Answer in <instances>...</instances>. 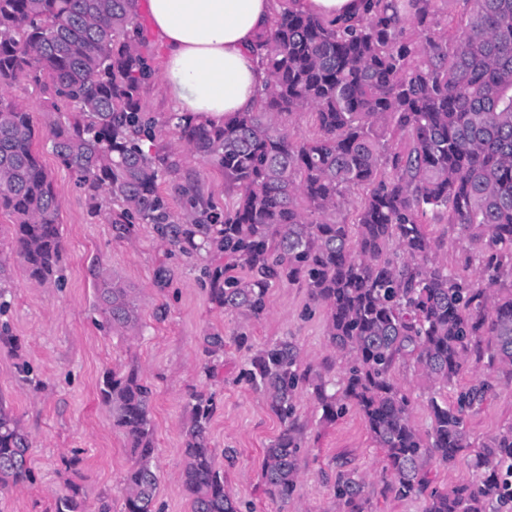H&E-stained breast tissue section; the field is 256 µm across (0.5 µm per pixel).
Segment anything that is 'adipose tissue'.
I'll list each match as a JSON object with an SVG mask.
<instances>
[{
    "mask_svg": "<svg viewBox=\"0 0 512 512\" xmlns=\"http://www.w3.org/2000/svg\"><path fill=\"white\" fill-rule=\"evenodd\" d=\"M176 110L210 124L250 110L265 80L256 49L275 0H148Z\"/></svg>",
    "mask_w": 512,
    "mask_h": 512,
    "instance_id": "obj_1",
    "label": "adipose tissue"
}]
</instances>
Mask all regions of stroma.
<instances>
[{
	"instance_id": "35a3bbf8",
	"label": "stroma",
	"mask_w": 512,
	"mask_h": 512,
	"mask_svg": "<svg viewBox=\"0 0 512 512\" xmlns=\"http://www.w3.org/2000/svg\"><path fill=\"white\" fill-rule=\"evenodd\" d=\"M18 96L34 114L39 130L34 148L52 171L61 198L64 252L61 280L36 283L17 260L0 274V286L8 290L0 324H8L19 345L15 353L0 348V406L19 419L28 436L37 476L35 483L0 489V512H53L56 497L67 493L72 481L81 486L84 512H124V478L133 459L125 437L112 425L99 385L106 372L131 369L152 390L162 512H192L181 472L197 393L211 399L210 445L216 450L217 468L224 472V486L241 512H342L334 486L343 469L364 478L367 512H424V499L400 498L390 491L384 454L373 444L357 409L325 422L307 384L295 398L302 443L296 491L283 507L267 497L263 450L282 424L270 409L268 393L248 378L251 361L262 348L289 338L297 346L301 370L327 386L338 384L352 356L332 344L325 310L310 305L300 285L281 281L269 289L261 317L224 313L211 302L203 282L204 268L223 265V254L186 255L154 225L135 224L121 235L92 215L74 174L52 152L50 129L57 113L49 111L36 88L26 87ZM143 106L158 122L156 150L178 152L186 169L200 172L206 193L223 204V173L190 153L168 125L174 109L158 73L146 89ZM428 231L445 242L441 261L474 276L476 269L466 266L465 258L476 252L475 244L449 224H432ZM96 268L134 289L136 329L100 327L92 275ZM161 269L167 272L163 283L156 280ZM212 332L223 336L224 348L209 355L203 339ZM469 365V380H499L468 417L471 439L478 444L512 425V379L484 359H470ZM392 376L412 401V425L428 433V403L437 385L408 360L398 361Z\"/></svg>"
}]
</instances>
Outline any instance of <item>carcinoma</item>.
I'll list each match as a JSON object with an SVG mask.
<instances>
[{"label": "carcinoma", "mask_w": 512, "mask_h": 512, "mask_svg": "<svg viewBox=\"0 0 512 512\" xmlns=\"http://www.w3.org/2000/svg\"><path fill=\"white\" fill-rule=\"evenodd\" d=\"M277 0L260 43L267 81L254 108L220 125L174 113V134L198 158L224 172L232 204L219 208L201 179L172 182L184 205L175 212L159 185L180 174L176 154L142 148L156 121L141 105L154 70L139 50L138 0H0V212L12 218L11 244L29 277H58L63 252L59 199L33 143L28 106L8 91L31 84L68 112L50 130L60 163L76 176L92 213L124 233L153 224L184 252L217 249L247 270L209 275L210 295L226 313L258 318L276 281L299 283L326 309L333 345L353 353L341 395L316 386L323 418L344 401L362 414L402 498L423 496L426 512H512V425L475 447L469 412L493 390L490 378L460 389L453 402L430 399L431 431L411 424V402L393 381L411 359L448 386L485 351L512 375V0H462L463 25L448 33L441 0H370L354 23L328 21ZM313 116L300 133L292 119ZM364 190L352 219L351 190ZM452 224L479 245L472 280L441 263L443 241L428 224ZM104 324L129 329L139 315L132 289L97 270ZM284 423L265 449V493L288 504L299 471L293 401L307 374L283 339L253 360ZM100 394L112 425L134 457L125 476L124 512H155L151 391L138 374L109 372ZM208 400L196 396L184 448L182 487L193 512H237L209 446ZM473 454L476 480L430 485L432 461ZM27 435L0 408V488L32 484ZM79 486L54 512H81ZM344 512H365L364 481L336 478Z\"/></svg>", "instance_id": "cac0c4a2"}]
</instances>
